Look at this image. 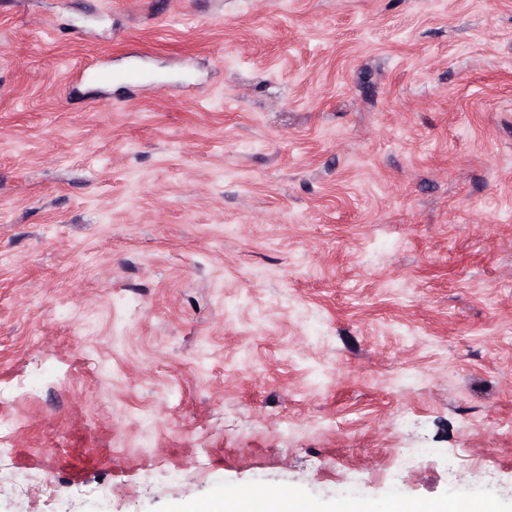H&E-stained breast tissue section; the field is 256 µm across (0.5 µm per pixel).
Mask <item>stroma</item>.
Wrapping results in <instances>:
<instances>
[{"label":"stroma","mask_w":512,"mask_h":512,"mask_svg":"<svg viewBox=\"0 0 512 512\" xmlns=\"http://www.w3.org/2000/svg\"><path fill=\"white\" fill-rule=\"evenodd\" d=\"M220 488L512 512V0H0V512Z\"/></svg>","instance_id":"1"}]
</instances>
